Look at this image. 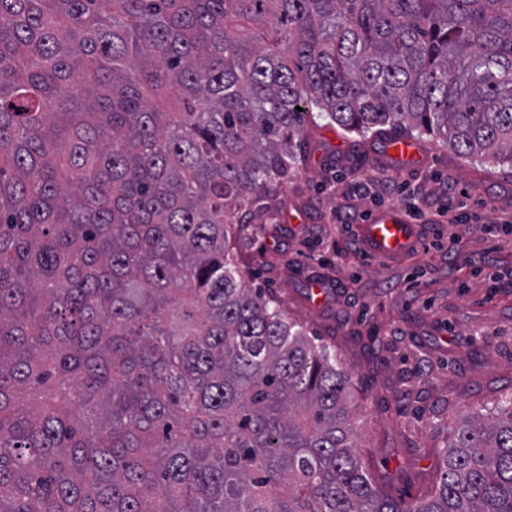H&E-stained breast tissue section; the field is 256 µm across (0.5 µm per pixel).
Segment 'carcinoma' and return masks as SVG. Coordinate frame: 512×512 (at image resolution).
Masks as SVG:
<instances>
[{
    "label": "carcinoma",
    "instance_id": "1",
    "mask_svg": "<svg viewBox=\"0 0 512 512\" xmlns=\"http://www.w3.org/2000/svg\"><path fill=\"white\" fill-rule=\"evenodd\" d=\"M315 112L512 165V0H0V512H512V398L399 502L245 282Z\"/></svg>",
    "mask_w": 512,
    "mask_h": 512
}]
</instances>
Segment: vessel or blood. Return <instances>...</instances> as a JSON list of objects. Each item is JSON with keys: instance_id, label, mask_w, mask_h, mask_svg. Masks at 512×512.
<instances>
[{"instance_id": "obj_1", "label": "vessel or blood", "mask_w": 512, "mask_h": 512, "mask_svg": "<svg viewBox=\"0 0 512 512\" xmlns=\"http://www.w3.org/2000/svg\"><path fill=\"white\" fill-rule=\"evenodd\" d=\"M387 155L404 169L420 166L422 148L416 141L392 136L386 139ZM359 237L368 255L393 260L409 254L418 246L417 229L409 224L402 213L396 210L372 215L359 227Z\"/></svg>"}]
</instances>
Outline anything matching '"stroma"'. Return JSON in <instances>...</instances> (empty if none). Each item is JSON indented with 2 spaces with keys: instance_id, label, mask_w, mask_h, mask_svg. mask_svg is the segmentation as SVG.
<instances>
[{
  "instance_id": "obj_1",
  "label": "stroma",
  "mask_w": 512,
  "mask_h": 512,
  "mask_svg": "<svg viewBox=\"0 0 512 512\" xmlns=\"http://www.w3.org/2000/svg\"><path fill=\"white\" fill-rule=\"evenodd\" d=\"M308 133L282 207L252 219L237 250L248 285L277 295L341 357L360 452L389 494L413 500L434 483L459 417L489 414L512 397V236L432 225L450 182L488 219H512V167L462 159L426 136L421 167L399 170L380 138L342 133L322 117ZM414 203L422 247L396 261L367 257L356 225L336 218L405 213ZM338 247L342 262H318ZM479 265L496 275V291L476 275ZM315 281L327 284L317 300Z\"/></svg>"
}]
</instances>
